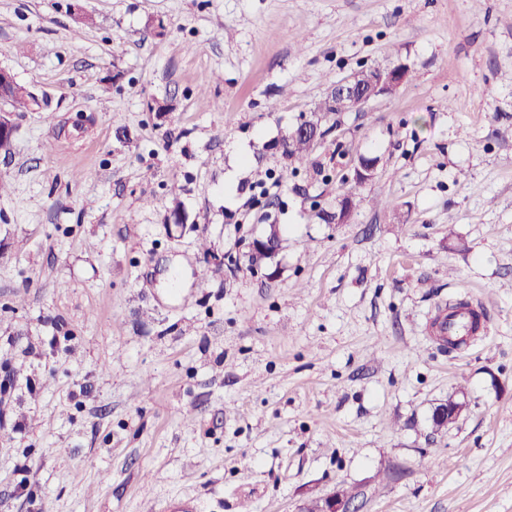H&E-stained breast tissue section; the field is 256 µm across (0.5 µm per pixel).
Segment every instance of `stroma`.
<instances>
[{
  "mask_svg": "<svg viewBox=\"0 0 512 512\" xmlns=\"http://www.w3.org/2000/svg\"><path fill=\"white\" fill-rule=\"evenodd\" d=\"M396 61L287 174L300 115ZM0 67L37 100L0 156V512L339 486L356 512H512V0H0ZM269 224L273 279L245 262ZM461 301L490 332L450 349L430 326ZM408 70L405 64L362 69L363 82H359L356 75L349 74L331 87L329 99L334 105L335 102L349 104L351 107L347 112L360 111L371 101L394 93L409 75Z\"/></svg>",
  "mask_w": 512,
  "mask_h": 512,
  "instance_id": "obj_1",
  "label": "stroma"
}]
</instances>
